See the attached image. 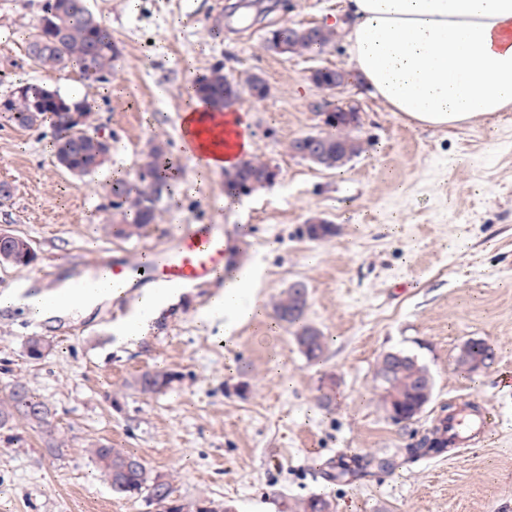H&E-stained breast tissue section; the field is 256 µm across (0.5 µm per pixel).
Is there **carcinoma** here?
<instances>
[{
	"label": "carcinoma",
	"instance_id": "1",
	"mask_svg": "<svg viewBox=\"0 0 512 512\" xmlns=\"http://www.w3.org/2000/svg\"><path fill=\"white\" fill-rule=\"evenodd\" d=\"M85 0H45L43 14L26 34L27 57L39 67L51 72L65 74L74 69L86 79L100 83L110 82L113 62L117 58L112 33L103 20L85 9ZM334 32L322 26L317 28L314 40L295 39L288 43L289 54L322 53L334 40ZM241 83L224 73V66L217 64L208 74L198 80L200 97L215 109H222L236 102ZM91 111L84 99L60 94L36 84L18 87L12 94L11 104L5 118L14 127L38 130L45 123L55 130L54 158L65 160L80 175L95 172V155L88 148L77 145V132L67 122L69 106ZM364 151L360 139L351 133L348 122L342 116L334 124L333 139L328 142L327 153L336 168H342ZM269 163L253 158L237 166L239 175L247 180L264 173ZM174 175L167 168L165 152L143 151L133 178H117L112 181V209L120 215V221L112 224V232L125 238H139L156 223L160 204L169 194ZM38 255L30 242L13 234L0 241V264L31 266ZM308 289L288 288L274 302L276 319L293 328L295 343L301 354L310 362L319 361L327 348L323 333L316 327L304 323L308 308ZM410 363L403 364L390 375L374 373V382L380 401L390 397L397 404L401 421H411L412 409L419 403L418 390L425 385L427 367L414 355ZM494 360V348L485 340H470L458 350L456 364L464 372H471L467 363L473 360ZM179 379V374L165 369H147L134 377L129 386L137 393L154 397L165 393ZM18 419L42 429L43 445L48 453L60 456L64 452L52 425L53 413L24 382L15 380L0 397V427ZM448 449L447 429L440 420L431 426L413 448L406 449V460L416 461L423 457L440 456ZM92 462L111 477L121 466L119 480L112 481V492L129 498H144L162 508V512H175L172 504V482L161 479L147 467L145 462L127 448H114L107 441H97L88 448ZM289 512H335L333 502L321 495L289 506Z\"/></svg>",
	"mask_w": 512,
	"mask_h": 512
}]
</instances>
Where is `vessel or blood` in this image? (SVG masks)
<instances>
[{"label":"vessel or blood","instance_id":"1","mask_svg":"<svg viewBox=\"0 0 512 512\" xmlns=\"http://www.w3.org/2000/svg\"><path fill=\"white\" fill-rule=\"evenodd\" d=\"M228 115L216 113L213 135L223 140L224 150H235L242 141V131L228 124ZM232 248L226 229L219 224H189L177 235L174 245L147 265L123 258H113L109 269L113 282L126 293H137L147 286L196 288L209 284L231 266ZM488 416H472L466 410L456 412L448 423V437L453 446L467 447L476 437L488 432Z\"/></svg>","mask_w":512,"mask_h":512}]
</instances>
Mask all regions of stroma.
I'll list each match as a JSON object with an SVG mask.
<instances>
[{"label": "stroma", "mask_w": 512, "mask_h": 512, "mask_svg": "<svg viewBox=\"0 0 512 512\" xmlns=\"http://www.w3.org/2000/svg\"><path fill=\"white\" fill-rule=\"evenodd\" d=\"M45 0H0V100L18 83L77 94L112 136L108 162L78 178L50 153L51 126L18 129L0 117V182L14 188L0 205V230L28 239L35 265L0 266V293L57 263L77 275L115 256L139 262L170 247L183 226L228 228L239 266L258 278V315L226 332L204 314L220 283L191 288L140 342H120L109 327L137 297L127 294L90 317L36 321L0 309V392L16 379L54 412L63 457L48 455L42 433L25 421L0 428V512H160L113 493L87 446L105 440L172 477L183 504L230 505L234 512H286L313 494L336 512H512V112L457 129L412 126L361 84L341 99L360 102L365 153L326 171L292 157L294 137L317 131L323 93L312 69H350L343 38L319 56H277L263 48L268 28L325 25L346 0H88L120 49L115 93L78 73L45 71L26 58L24 34ZM223 27V38L211 35ZM245 79L263 73L262 100L239 102L250 119L253 154L280 170L278 181L233 204L223 173L200 174L179 143L177 115L188 89L214 65ZM166 145L179 176L156 224L139 238L113 236L107 190L114 172L133 173L147 141ZM336 226L312 241L301 229L313 213ZM309 293L308 322L328 338L322 361L308 362L288 327L275 324L272 300L293 282ZM53 349L29 359L28 337ZM483 339L495 361L482 372L456 370L458 347ZM415 354L434 377L427 410L408 424L389 421L373 391L378 357ZM180 373L160 396L128 384L149 368ZM338 379L333 411L316 404L323 378ZM468 401L498 422L482 443L404 462L403 454L448 406ZM394 460L363 480L334 478L339 459Z\"/></svg>", "instance_id": "stroma-1"}]
</instances>
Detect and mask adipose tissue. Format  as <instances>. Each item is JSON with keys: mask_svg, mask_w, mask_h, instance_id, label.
<instances>
[{"mask_svg": "<svg viewBox=\"0 0 512 512\" xmlns=\"http://www.w3.org/2000/svg\"><path fill=\"white\" fill-rule=\"evenodd\" d=\"M347 8L353 79L387 111L451 129L512 112V0H348ZM94 280L91 292L71 279L46 286L39 303L13 288L0 305L29 307L38 320L87 316L122 294L109 270ZM178 294L174 287L146 289L114 333L139 339Z\"/></svg>", "mask_w": 512, "mask_h": 512, "instance_id": "obj_1", "label": "adipose tissue"}]
</instances>
